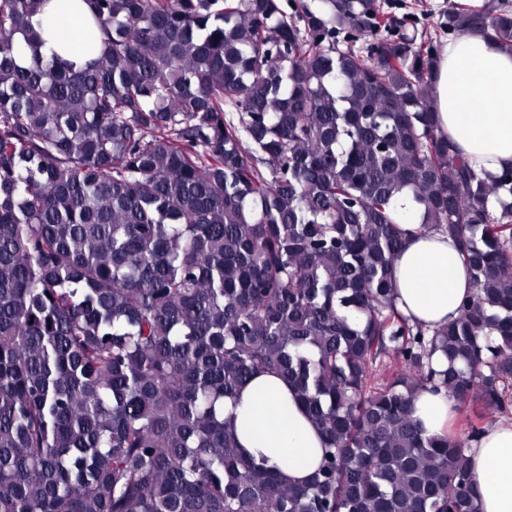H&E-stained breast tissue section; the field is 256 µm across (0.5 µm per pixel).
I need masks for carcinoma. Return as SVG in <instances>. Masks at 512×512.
<instances>
[{
	"mask_svg": "<svg viewBox=\"0 0 512 512\" xmlns=\"http://www.w3.org/2000/svg\"><path fill=\"white\" fill-rule=\"evenodd\" d=\"M40 2L0 0V512H478L468 443L512 410V169L437 132L432 34L377 0H86L78 59L45 53ZM438 29L512 51V6ZM409 224L474 286L433 329L397 304ZM263 372L323 436L307 483L224 415ZM426 389L466 438L425 433Z\"/></svg>",
	"mask_w": 512,
	"mask_h": 512,
	"instance_id": "cac0c4a2",
	"label": "carcinoma"
}]
</instances>
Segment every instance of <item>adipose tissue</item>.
Returning a JSON list of instances; mask_svg holds the SVG:
<instances>
[{"mask_svg": "<svg viewBox=\"0 0 512 512\" xmlns=\"http://www.w3.org/2000/svg\"><path fill=\"white\" fill-rule=\"evenodd\" d=\"M32 23L38 31H52L48 46L66 53L72 50L68 30L94 25L77 0H44ZM432 109L439 133L477 171L497 174L512 167V53L482 37L446 44L435 69ZM395 283L400 309L429 327L456 317L461 300L474 291L455 241L433 232L405 242ZM414 406L429 434L447 432L453 399L422 392ZM224 412L234 416L243 448L290 481L305 482L318 469L322 436L276 375L254 376ZM469 480L480 512H512V421L493 424L476 441L469 453Z\"/></svg>", "mask_w": 512, "mask_h": 512, "instance_id": "1", "label": "adipose tissue"}]
</instances>
